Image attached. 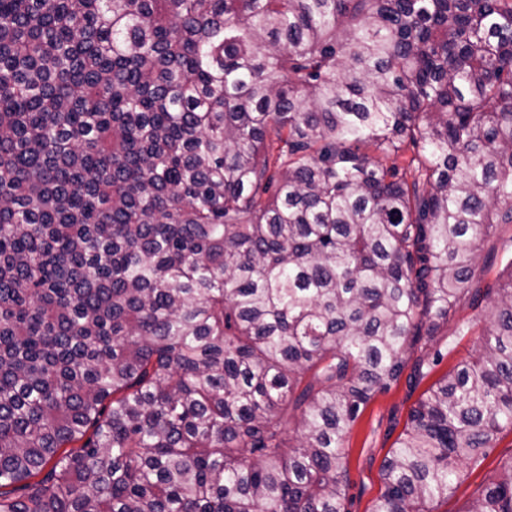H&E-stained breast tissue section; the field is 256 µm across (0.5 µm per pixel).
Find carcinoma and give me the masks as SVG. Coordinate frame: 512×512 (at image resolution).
I'll return each mask as SVG.
<instances>
[{
	"instance_id": "carcinoma-1",
	"label": "carcinoma",
	"mask_w": 512,
	"mask_h": 512,
	"mask_svg": "<svg viewBox=\"0 0 512 512\" xmlns=\"http://www.w3.org/2000/svg\"><path fill=\"white\" fill-rule=\"evenodd\" d=\"M494 224L512 0H0V512H346L343 435L468 294L371 510L437 512L512 430ZM512 254V224H495L490 234L481 242L477 257L474 288H485L498 282L507 281V272L503 271L501 259ZM502 277L499 279V277Z\"/></svg>"
}]
</instances>
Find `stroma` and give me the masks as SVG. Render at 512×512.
Listing matches in <instances>:
<instances>
[{
    "label": "stroma",
    "instance_id": "obj_1",
    "mask_svg": "<svg viewBox=\"0 0 512 512\" xmlns=\"http://www.w3.org/2000/svg\"><path fill=\"white\" fill-rule=\"evenodd\" d=\"M509 255H512V224L495 225L480 245L474 287L497 285L504 274L501 260ZM483 324L481 311L473 308L469 299H462L438 336L407 355L411 362L419 357L431 361L428 374L414 384L409 383L407 376H400L390 389L377 393L362 408L342 444L348 469L347 512H370L384 489L383 461L391 457L407 429L411 410L434 383L475 351L477 329ZM509 459H512V432L506 430L499 434L483 463L466 470L454 494L439 505L438 512H467Z\"/></svg>",
    "mask_w": 512,
    "mask_h": 512
}]
</instances>
